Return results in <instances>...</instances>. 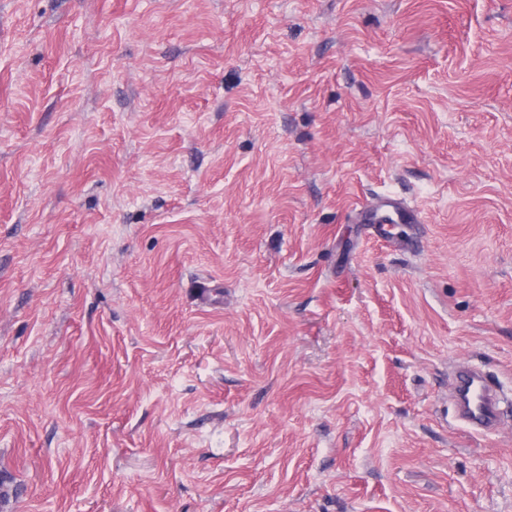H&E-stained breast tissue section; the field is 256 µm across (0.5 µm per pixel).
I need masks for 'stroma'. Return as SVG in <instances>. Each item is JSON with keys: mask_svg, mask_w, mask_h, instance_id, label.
<instances>
[{"mask_svg": "<svg viewBox=\"0 0 512 512\" xmlns=\"http://www.w3.org/2000/svg\"><path fill=\"white\" fill-rule=\"evenodd\" d=\"M457 362L512 396V0H0V512H512Z\"/></svg>", "mask_w": 512, "mask_h": 512, "instance_id": "stroma-1", "label": "stroma"}]
</instances>
